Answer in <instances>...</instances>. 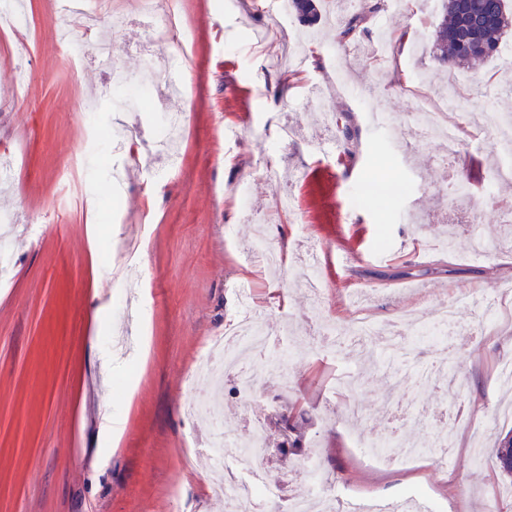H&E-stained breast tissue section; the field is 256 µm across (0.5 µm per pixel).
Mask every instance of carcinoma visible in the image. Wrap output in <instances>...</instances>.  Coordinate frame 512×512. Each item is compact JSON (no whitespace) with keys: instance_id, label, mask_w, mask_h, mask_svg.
Here are the masks:
<instances>
[{"instance_id":"obj_1","label":"carcinoma","mask_w":512,"mask_h":512,"mask_svg":"<svg viewBox=\"0 0 512 512\" xmlns=\"http://www.w3.org/2000/svg\"><path fill=\"white\" fill-rule=\"evenodd\" d=\"M292 10L303 25L312 28L321 21L320 0H291ZM382 2L370 0L362 11L339 18V41L348 42L364 32L369 17ZM512 29V0H443L432 22L429 42L434 57L458 70L473 69L492 58L507 31ZM306 412L289 411L278 415L276 425L289 450L302 448ZM491 462L503 481L512 486V429L498 437L490 449Z\"/></svg>"}]
</instances>
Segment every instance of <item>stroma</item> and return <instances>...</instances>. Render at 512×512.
Listing matches in <instances>:
<instances>
[{"mask_svg": "<svg viewBox=\"0 0 512 512\" xmlns=\"http://www.w3.org/2000/svg\"><path fill=\"white\" fill-rule=\"evenodd\" d=\"M108 20L122 16L115 39L132 84L152 63L176 56L175 39L139 49L148 26L176 9L195 48L184 70V95L150 107L117 93L90 53L92 34L75 47L59 43L55 0H27L28 23L0 39V99L15 84L11 61L30 60L27 97L0 121V154L18 155L14 180L0 183V215L20 231L13 271L0 284V512H226L212 495L213 470L200 445L205 414L188 419L191 379L208 343L241 313L239 286L252 292L272 340L291 354L290 389L269 379L249 401L224 383V431L245 434L251 420L273 427L289 408L308 412L307 447L272 455L270 472L286 491L320 484L323 494L367 505L418 495L427 512H512L489 458H473L470 431L484 442L512 430V401L496 379L512 361V295L486 330L478 305L459 308L458 335L419 342L405 336L403 364L383 362L377 346L355 347L358 316L386 325L422 314L454 294L492 299L512 287V232L501 208L512 205V180L490 183L497 162L482 140L463 135L454 158L435 139L416 151L404 143L416 94L444 90L462 115L487 102L512 113V85L492 58L472 70L446 68L428 45L411 50L440 4L405 0L374 14L356 45H340L334 23L303 39L279 0H86ZM385 27L387 56L371 32ZM292 74L279 85L277 59ZM351 115L349 131L325 125L308 108L310 87ZM183 114L179 161L163 152L132 153L113 144L114 126L157 137L163 111ZM383 113L370 122L368 111ZM293 130L281 145V125ZM229 129L237 138H226ZM340 141L325 155L321 140ZM275 165L279 181L264 178ZM380 204L352 200L375 179ZM290 193L294 214L276 213ZM277 249L279 269L251 256L256 238ZM139 239L138 263L120 266L116 247ZM319 249L326 285L328 335L307 323L309 299L297 267ZM142 322L127 324L128 297ZM146 335V348L116 357L123 330ZM111 359L112 373L99 364ZM403 407L402 433L434 441L451 430L448 465L433 455L369 463L359 442L388 431ZM112 415V433L100 428ZM319 468H311L310 456Z\"/></svg>", "mask_w": 512, "mask_h": 512, "instance_id": "stroma-1", "label": "stroma"}]
</instances>
